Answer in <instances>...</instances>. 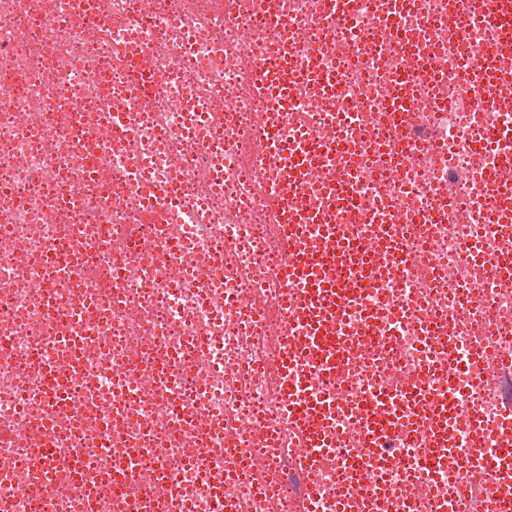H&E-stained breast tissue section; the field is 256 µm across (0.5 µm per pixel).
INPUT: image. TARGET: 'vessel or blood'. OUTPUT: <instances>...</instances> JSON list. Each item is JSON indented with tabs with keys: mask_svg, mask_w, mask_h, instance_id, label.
I'll return each mask as SVG.
<instances>
[{
	"mask_svg": "<svg viewBox=\"0 0 512 512\" xmlns=\"http://www.w3.org/2000/svg\"><path fill=\"white\" fill-rule=\"evenodd\" d=\"M459 25L494 24L512 29V0H480L478 9L462 13ZM388 141L397 160L407 162L412 158L409 143L402 131L410 123V114L405 99L400 93H393L387 100ZM356 150L344 142L337 143L334 149L320 151L299 146L289 148L287 154V177L289 182L302 180L308 170L318 164L341 159L354 164ZM353 180H346L339 192L327 195L322 204L303 211L293 209L287 198L275 200L273 208L286 219L283 233L284 259L280 265V275L285 283H302L301 293L284 294L281 305L284 313L294 316L307 329L302 346L296 352L280 349L277 358L282 381L283 407L289 417L300 421L302 428L299 439L312 451L317 460L334 457L335 450L329 443L330 426L313 425V418L327 413L325 403L308 399L305 390L296 376L297 368L322 377H332L342 361L336 350V338L340 331L336 327V317L340 313L346 288H360L375 277V261L357 249L354 239L336 234L335 224L326 222L327 213L348 206L352 201ZM328 236L336 241V250L328 259L312 255V236ZM454 391L452 385H445L444 392L431 405L432 430L428 436L436 457L453 454L454 448L448 440V427L454 420V412L449 405ZM415 390L400 393L384 391L371 395V405H385L392 419L391 424L378 423L369 418L363 422L362 437L370 454L367 458L349 463L347 478H354L362 469H382L396 457L394 448L393 424L409 419L412 410L410 401L416 399ZM504 447V454L488 455L483 448H473L463 458L467 468H480L496 474L504 469L506 462L512 461V409L502 412L487 427Z\"/></svg>",
	"mask_w": 512,
	"mask_h": 512,
	"instance_id": "b4317fda",
	"label": "vessel or blood"
}]
</instances>
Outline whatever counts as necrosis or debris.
I'll return each instance as SVG.
<instances>
[{"label":"necrosis or debris","mask_w":512,"mask_h":512,"mask_svg":"<svg viewBox=\"0 0 512 512\" xmlns=\"http://www.w3.org/2000/svg\"><path fill=\"white\" fill-rule=\"evenodd\" d=\"M320 3L0 0V512H168L177 498L214 512L220 496L233 512H391L397 497L413 512L448 497L459 512H495L512 496V474L464 468L456 454L429 483L405 462L349 483L342 461H313L282 415L276 349L303 331L276 309L270 201H319L345 166L289 185L251 145L265 118L281 146L347 139L358 150L359 204L335 222L376 260V279L338 317L349 338L335 380L304 377L309 397L332 401L336 448L365 455L367 391L417 379L432 400L452 377L466 442L505 407L498 368L512 352V273L495 267L512 252V223L490 221L484 182L512 105L484 108L472 81L512 71L495 48L503 30L449 34V10L470 0H410L395 34L388 0H354L346 29ZM274 14L288 29L283 65L296 75L315 58L330 92H258ZM396 73L413 114L403 165L382 121ZM441 198L446 223H411ZM380 207L402 227L397 264L368 228ZM392 309L391 343L363 335L365 311ZM428 313L447 326L423 334ZM45 461L54 478L27 476ZM245 461L264 499L235 479Z\"/></svg>","instance_id":"1"}]
</instances>
